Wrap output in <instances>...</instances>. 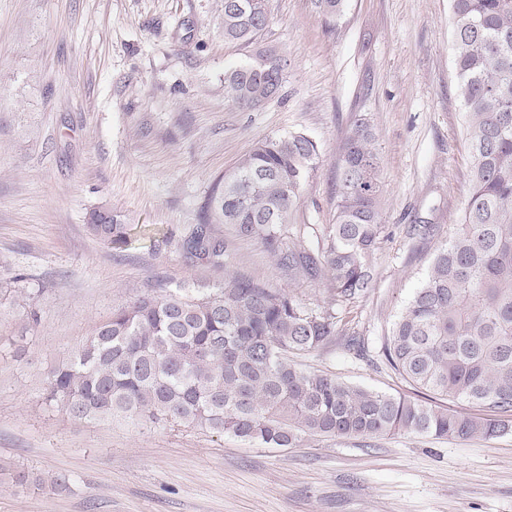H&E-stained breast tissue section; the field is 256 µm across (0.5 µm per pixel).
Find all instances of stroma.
<instances>
[{
    "mask_svg": "<svg viewBox=\"0 0 512 512\" xmlns=\"http://www.w3.org/2000/svg\"><path fill=\"white\" fill-rule=\"evenodd\" d=\"M260 43L288 59L280 94L250 111L224 98L221 0H0V512H512V431L490 440L402 433L302 438L266 448L231 435L80 423L46 409L49 372L137 294L233 271L318 312L322 283L288 281L256 243L229 267L189 261L183 239L212 186L266 136L303 131L320 163L294 226L330 224L355 114L380 149L383 222L368 291L337 303L336 335L297 361L370 390L414 396L381 354L465 206L471 164L457 97L451 0H268ZM153 224L115 251L91 210ZM421 224L433 231L424 236ZM41 485L18 486L17 471ZM63 474L67 489L50 480Z\"/></svg>",
    "mask_w": 512,
    "mask_h": 512,
    "instance_id": "stroma-1",
    "label": "stroma"
}]
</instances>
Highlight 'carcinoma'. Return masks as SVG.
Returning a JSON list of instances; mask_svg holds the SVG:
<instances>
[{
  "instance_id": "obj_1",
  "label": "carcinoma",
  "mask_w": 512,
  "mask_h": 512,
  "mask_svg": "<svg viewBox=\"0 0 512 512\" xmlns=\"http://www.w3.org/2000/svg\"><path fill=\"white\" fill-rule=\"evenodd\" d=\"M345 4L317 0L327 22ZM221 15L224 40L254 48L224 71L226 100L248 111L284 83L287 66L270 57L265 70H254L271 22L267 0H223ZM452 36L456 93L468 120L467 200L382 347L390 367L428 400L307 372L288 357L336 336L334 306L370 288V259L388 238L379 152L361 114L342 146L335 223L312 230V238L288 236L320 159L312 137L289 131L258 141L216 180L203 222L182 242L187 258L221 266L226 244L213 225L225 224L263 247L288 280L324 283L327 308L309 312L294 294L234 272L218 288L178 284L138 294L51 372L45 406L80 422L165 424L268 448L292 447L303 435L469 440L506 432L502 420L435 401L512 411V0H452ZM87 229L122 249L136 227L101 208Z\"/></svg>"
}]
</instances>
